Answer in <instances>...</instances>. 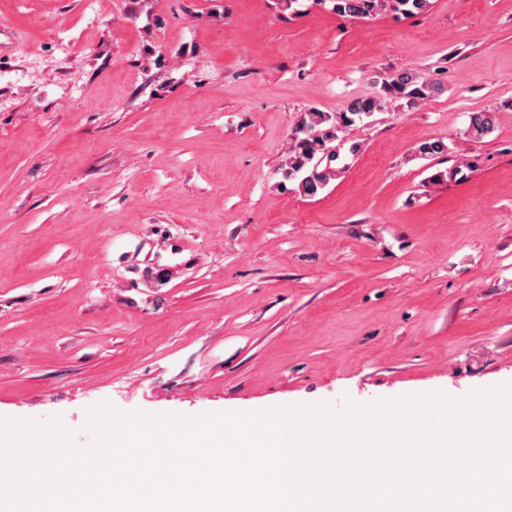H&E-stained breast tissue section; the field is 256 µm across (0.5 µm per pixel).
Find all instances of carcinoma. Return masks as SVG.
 <instances>
[{"label":"carcinoma","instance_id":"1","mask_svg":"<svg viewBox=\"0 0 512 512\" xmlns=\"http://www.w3.org/2000/svg\"><path fill=\"white\" fill-rule=\"evenodd\" d=\"M336 15L349 19H371L379 12L390 8L403 15L416 16L426 13L431 0H328ZM382 91L411 102L424 99L432 94L435 87L417 74L402 71L385 79ZM380 107L376 97L356 99L351 102L339 118L327 112L311 109L295 128L297 148L284 176L297 183L298 191L308 197L317 195L330 180V167L335 153L329 151V142L337 138L338 123L348 124L371 117ZM496 119L491 112H478L470 117L469 133L482 139L495 130Z\"/></svg>","mask_w":512,"mask_h":512}]
</instances>
